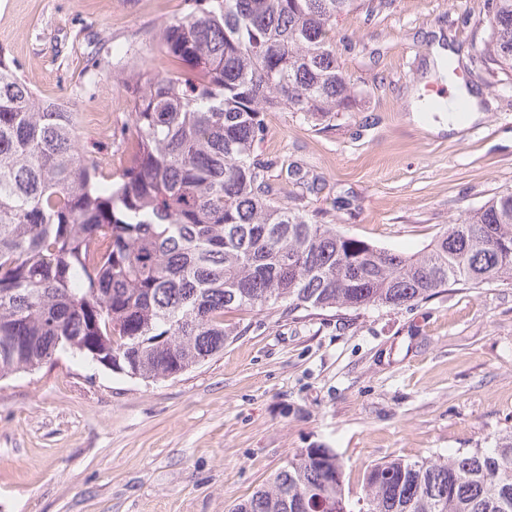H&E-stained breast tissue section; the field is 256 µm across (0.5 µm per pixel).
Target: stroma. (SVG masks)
<instances>
[{
	"instance_id": "stroma-1",
	"label": "stroma",
	"mask_w": 512,
	"mask_h": 512,
	"mask_svg": "<svg viewBox=\"0 0 512 512\" xmlns=\"http://www.w3.org/2000/svg\"><path fill=\"white\" fill-rule=\"evenodd\" d=\"M489 0H393L339 17L336 53L357 97L316 123L266 115L263 157L293 169L281 201L377 247L414 253L461 211L512 193V80L479 63ZM184 0H0V49L42 98L68 102L79 141L119 172L131 93L111 75L170 69L156 34ZM465 56L481 120L432 133L405 106L425 82L427 32ZM97 49L100 75L88 52ZM216 355L143 381L62 354L0 379V512H231L304 448L342 455L358 490L374 463L486 448L512 434V286L449 290L411 306L225 313Z\"/></svg>"
}]
</instances>
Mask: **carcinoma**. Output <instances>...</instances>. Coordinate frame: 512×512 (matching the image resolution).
<instances>
[{
    "label": "carcinoma",
    "instance_id": "cac0c4a2",
    "mask_svg": "<svg viewBox=\"0 0 512 512\" xmlns=\"http://www.w3.org/2000/svg\"><path fill=\"white\" fill-rule=\"evenodd\" d=\"M163 25L174 69L133 62L136 145L119 176L81 148L63 101L38 98L0 53V378L79 355L142 380L174 378L224 351V312L399 307L453 286L512 285V193L461 213L402 255L320 224L276 199L255 153L265 113L330 118L355 95L336 18L388 0H186ZM479 53L512 77V0H491ZM512 512V435L492 448L400 458L344 487L332 448H306L232 512Z\"/></svg>",
    "mask_w": 512,
    "mask_h": 512
}]
</instances>
